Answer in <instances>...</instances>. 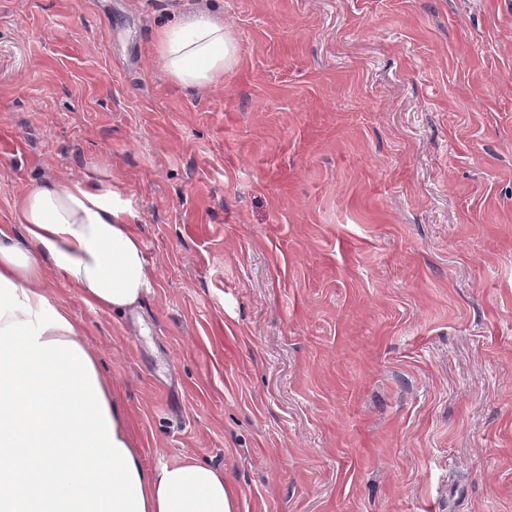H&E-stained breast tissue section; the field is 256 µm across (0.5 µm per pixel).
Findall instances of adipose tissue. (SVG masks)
Returning <instances> with one entry per match:
<instances>
[{
	"label": "adipose tissue",
	"instance_id": "obj_1",
	"mask_svg": "<svg viewBox=\"0 0 512 512\" xmlns=\"http://www.w3.org/2000/svg\"><path fill=\"white\" fill-rule=\"evenodd\" d=\"M156 51L197 89L238 63L231 30L202 14L158 31ZM131 222L111 188L72 179L30 187L0 225V512H239L221 468L144 467L97 356L46 290L51 272L92 309L138 306L155 272Z\"/></svg>",
	"mask_w": 512,
	"mask_h": 512
}]
</instances>
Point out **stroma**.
<instances>
[{"label":"stroma","instance_id":"obj_1","mask_svg":"<svg viewBox=\"0 0 512 512\" xmlns=\"http://www.w3.org/2000/svg\"><path fill=\"white\" fill-rule=\"evenodd\" d=\"M207 13L239 65L162 71ZM129 205L155 271L56 276L145 468L239 512H512V0H0V225L36 183ZM156 51L167 76L197 89L219 84L239 60L231 30L202 14L158 31Z\"/></svg>","mask_w":512,"mask_h":512}]
</instances>
